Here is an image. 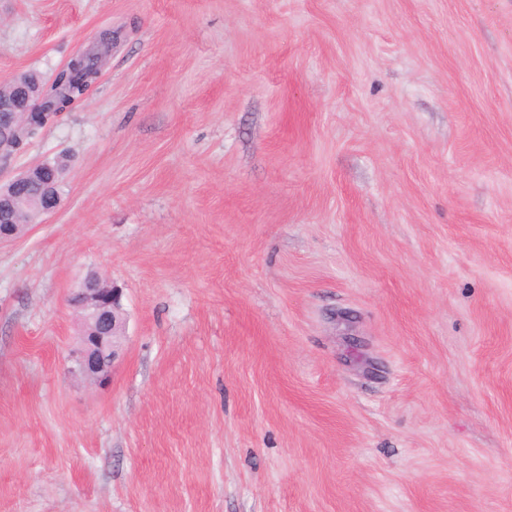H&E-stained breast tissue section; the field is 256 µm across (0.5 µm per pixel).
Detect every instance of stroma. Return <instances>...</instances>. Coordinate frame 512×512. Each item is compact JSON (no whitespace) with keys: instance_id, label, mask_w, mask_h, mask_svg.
<instances>
[{"instance_id":"1","label":"stroma","mask_w":512,"mask_h":512,"mask_svg":"<svg viewBox=\"0 0 512 512\" xmlns=\"http://www.w3.org/2000/svg\"><path fill=\"white\" fill-rule=\"evenodd\" d=\"M107 28L0 167V512H512V0H0V85ZM49 169L46 163H38L25 172L11 179L4 186H0V212H13L19 196L20 189L27 184L37 182L44 170ZM83 300L88 330L72 354L74 372L93 383L106 382L121 354L119 337L125 328L122 289L102 277L86 278L76 294Z\"/></svg>"}]
</instances>
